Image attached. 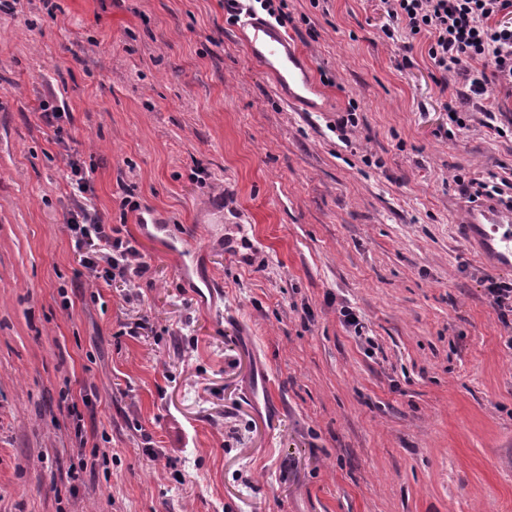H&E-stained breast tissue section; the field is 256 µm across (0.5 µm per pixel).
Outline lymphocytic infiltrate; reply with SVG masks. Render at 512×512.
Returning <instances> with one entry per match:
<instances>
[{
  "mask_svg": "<svg viewBox=\"0 0 512 512\" xmlns=\"http://www.w3.org/2000/svg\"><path fill=\"white\" fill-rule=\"evenodd\" d=\"M388 18L382 34L389 42L427 37L434 68L452 75L467 89V108H449L452 128H466L471 112L491 116L489 89L512 86V0H379ZM71 194L76 209L67 220L74 252L89 275L105 284L131 283L142 277L145 264L116 227H106L84 196L90 190L83 167L68 158Z\"/></svg>",
  "mask_w": 512,
  "mask_h": 512,
  "instance_id": "f902f5d3",
  "label": "lymphocytic infiltrate"
}]
</instances>
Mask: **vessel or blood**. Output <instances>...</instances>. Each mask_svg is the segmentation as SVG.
Here are the masks:
<instances>
[{
	"instance_id": "b4317fda",
	"label": "vessel or blood",
	"mask_w": 512,
	"mask_h": 512,
	"mask_svg": "<svg viewBox=\"0 0 512 512\" xmlns=\"http://www.w3.org/2000/svg\"><path fill=\"white\" fill-rule=\"evenodd\" d=\"M238 31L245 35L249 61L270 68L277 77V92L291 105L317 109L319 93L309 60L275 25L258 19H242ZM468 242L488 253L496 269L512 271V207L487 202L466 209L462 226Z\"/></svg>"
}]
</instances>
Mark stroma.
Wrapping results in <instances>:
<instances>
[{"label": "stroma", "mask_w": 512, "mask_h": 512, "mask_svg": "<svg viewBox=\"0 0 512 512\" xmlns=\"http://www.w3.org/2000/svg\"><path fill=\"white\" fill-rule=\"evenodd\" d=\"M286 3L326 111L224 0L0 12V512H512V327L459 224L512 137H445L464 88L377 0ZM69 153L149 266L133 301L73 251ZM235 28L245 35L246 54L251 62L270 68L277 77V93L290 105H303L309 111L323 112L311 96L320 91L310 75L309 60L275 25L258 19H242Z\"/></svg>", "instance_id": "obj_1"}]
</instances>
